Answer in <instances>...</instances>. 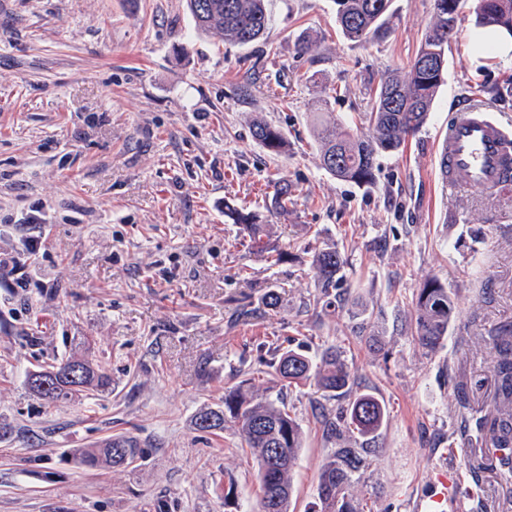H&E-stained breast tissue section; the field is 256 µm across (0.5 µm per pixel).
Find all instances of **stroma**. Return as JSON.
<instances>
[{"mask_svg": "<svg viewBox=\"0 0 512 512\" xmlns=\"http://www.w3.org/2000/svg\"><path fill=\"white\" fill-rule=\"evenodd\" d=\"M473 6L462 0L426 124L357 185L322 168L316 125L359 126L369 88L414 58L432 0H392L389 34L363 43L337 31L333 0H266L270 32L246 47L198 32L186 0H0V247L32 234V210L50 226L42 287H0V425L11 433L0 512H253L257 460L233 423L194 426L247 375L300 423L291 512H316L337 442L314 406L336 413L350 396L282 385L268 362L292 336L336 347L358 392L387 409L354 500L426 512L444 453L486 436L496 355L485 338L512 325V193L451 194L438 174L455 108L477 98L512 125V59L481 49ZM302 33L315 43L304 55ZM257 118L285 132L286 153L254 139ZM283 179L296 190L285 213L272 203ZM228 204L259 215L282 262L251 250ZM327 248L346 259L336 308L312 267ZM430 279L460 303L434 353L412 329ZM75 354L106 366L108 392L51 405L31 395L30 373ZM115 437L136 440L141 458L72 462L73 449ZM491 457L475 468L460 452L443 512H512V478Z\"/></svg>", "mask_w": 512, "mask_h": 512, "instance_id": "obj_1", "label": "stroma"}]
</instances>
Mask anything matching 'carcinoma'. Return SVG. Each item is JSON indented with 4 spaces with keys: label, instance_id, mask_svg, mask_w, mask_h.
<instances>
[{
    "label": "carcinoma",
    "instance_id": "carcinoma-1",
    "mask_svg": "<svg viewBox=\"0 0 512 512\" xmlns=\"http://www.w3.org/2000/svg\"><path fill=\"white\" fill-rule=\"evenodd\" d=\"M197 31H216L224 41L247 46L267 35L270 19L265 0H186ZM336 23L351 42L362 43L390 29L391 0H334ZM460 0H433V15L426 27L417 54L404 75H394L371 92L372 111L367 113L368 132H353L342 124L323 125L318 131L323 169L342 181L371 184L377 157L394 154L405 146L406 138L426 122L436 94L444 82L448 47L458 32ZM476 26L491 28L512 40V0H491L490 7L475 15ZM254 138L267 150L280 154L287 146L285 134L262 120L253 123ZM275 205L283 212L293 203L292 189L286 182L273 185ZM224 214L247 230L252 246L266 253L274 264L281 260L263 241L264 225L252 212L227 203ZM344 261L339 251L326 249L313 256L317 288L330 297L340 290ZM457 302L453 294L436 280H429L415 297V335L419 344L431 352L439 350L455 320ZM498 354L495 365V413L484 418L483 427L495 448H512V332L504 330L489 337ZM75 365L79 382L60 377L64 367ZM280 381L290 385L314 383L324 392H339L351 384V372L344 360L329 349L320 358L312 357L302 344L289 348L269 363ZM56 376L46 391L35 385L31 392L47 404L77 397L87 391H105L110 379L105 370L85 360L69 357L35 372L34 381ZM385 407L373 396L357 395L339 416L326 421V435L339 441L334 458L324 466L318 481L320 512H364L349 498L351 472L361 459L350 448L353 433L373 435L384 423ZM228 421L234 423L248 448L256 452L259 498L256 512H290L292 471L303 433L296 418L277 400L250 390L249 379L224 393V405L200 410L194 425L201 431H222ZM142 451L129 438H113L95 448L73 454L83 466L120 467L133 463Z\"/></svg>",
    "mask_w": 512,
    "mask_h": 512
}]
</instances>
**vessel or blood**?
<instances>
[{"label":"vessel or blood","instance_id":"1","mask_svg":"<svg viewBox=\"0 0 512 512\" xmlns=\"http://www.w3.org/2000/svg\"><path fill=\"white\" fill-rule=\"evenodd\" d=\"M438 151L447 157L448 188L479 185L497 192L512 186V134L477 105L456 108Z\"/></svg>","mask_w":512,"mask_h":512}]
</instances>
